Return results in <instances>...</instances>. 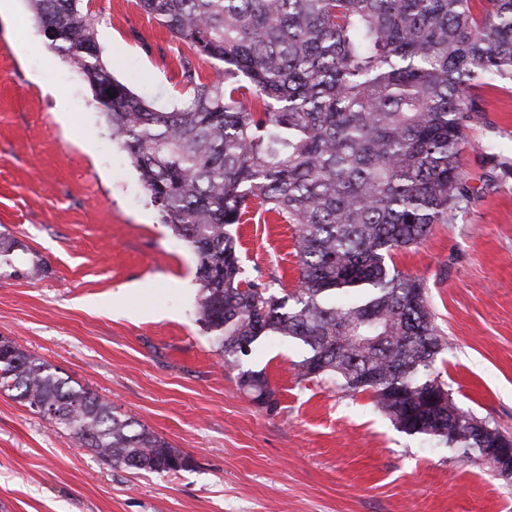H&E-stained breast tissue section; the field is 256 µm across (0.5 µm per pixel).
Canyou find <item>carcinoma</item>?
<instances>
[{
	"mask_svg": "<svg viewBox=\"0 0 512 512\" xmlns=\"http://www.w3.org/2000/svg\"><path fill=\"white\" fill-rule=\"evenodd\" d=\"M49 47L88 84L161 223L196 255L199 322L224 366L268 336L297 344L302 379L334 378L420 435L481 456L502 430L433 405L447 348L418 277L392 255L421 242L470 193L460 152L484 80L512 82V0H140L213 61L179 60L190 101L160 110L112 76L80 0H29ZM296 228L293 292L244 276L233 226L250 201ZM361 336H376L364 344ZM239 389L276 404L263 373ZM0 390L114 466L186 468L187 455L0 337Z\"/></svg>",
	"mask_w": 512,
	"mask_h": 512,
	"instance_id": "cac0c4a2",
	"label": "carcinoma"
}]
</instances>
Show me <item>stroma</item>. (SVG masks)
<instances>
[{"label":"stroma","mask_w":512,"mask_h":512,"mask_svg":"<svg viewBox=\"0 0 512 512\" xmlns=\"http://www.w3.org/2000/svg\"><path fill=\"white\" fill-rule=\"evenodd\" d=\"M102 56L138 95L170 108L193 55L139 0H83ZM69 92L72 123L53 90ZM461 170L471 198L398 252L423 279L447 341L435 372L453 401L512 434V85L483 88ZM0 337L188 454L177 472L116 467L0 390V512H512V477L401 432L365 393L298 378L277 337L242 367L274 409L239 390L198 321L190 246L161 224L88 86L49 49L28 0L0 19ZM250 279L294 289V230L272 213L237 225ZM45 271L28 275L32 259ZM240 370L237 377L238 387L240 390L246 391L254 395V400L259 402L267 400V408L272 409L276 404L274 392L270 389L268 381L263 372L251 370ZM273 398L272 400H270Z\"/></svg>","instance_id":"1"}]
</instances>
